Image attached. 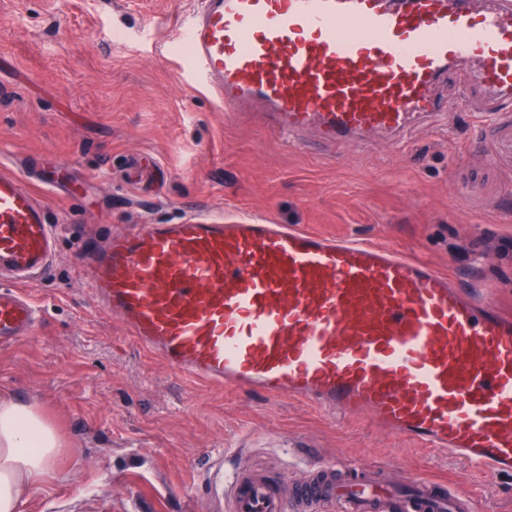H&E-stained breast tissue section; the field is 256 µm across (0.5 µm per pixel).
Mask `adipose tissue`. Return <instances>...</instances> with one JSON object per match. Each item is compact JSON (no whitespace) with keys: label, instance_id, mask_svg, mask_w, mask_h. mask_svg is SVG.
<instances>
[{"label":"adipose tissue","instance_id":"adipose-tissue-1","mask_svg":"<svg viewBox=\"0 0 512 512\" xmlns=\"http://www.w3.org/2000/svg\"><path fill=\"white\" fill-rule=\"evenodd\" d=\"M61 451L55 427L37 409L0 403V512H19Z\"/></svg>","mask_w":512,"mask_h":512}]
</instances>
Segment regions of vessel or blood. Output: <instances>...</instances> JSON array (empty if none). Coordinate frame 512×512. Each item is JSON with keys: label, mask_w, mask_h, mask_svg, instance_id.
Returning a JSON list of instances; mask_svg holds the SVG:
<instances>
[{"label": "vessel or blood", "mask_w": 512, "mask_h": 512, "mask_svg": "<svg viewBox=\"0 0 512 512\" xmlns=\"http://www.w3.org/2000/svg\"><path fill=\"white\" fill-rule=\"evenodd\" d=\"M176 42L234 111L264 109L289 142L401 133L441 111L452 68L512 106V0H196ZM53 227L23 174L0 164V346L33 336L28 292L51 265ZM105 311L190 379L366 416L473 468L512 475V313L431 263L379 244L278 224L191 217L139 224L89 252ZM274 464L221 477L218 512H473L420 479L400 496L335 463L305 482Z\"/></svg>", "instance_id": "1"}]
</instances>
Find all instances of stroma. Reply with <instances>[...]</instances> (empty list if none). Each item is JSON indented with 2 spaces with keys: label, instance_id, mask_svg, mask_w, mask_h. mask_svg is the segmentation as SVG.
Returning <instances> with one entry per match:
<instances>
[{
  "label": "stroma",
  "instance_id": "1",
  "mask_svg": "<svg viewBox=\"0 0 512 512\" xmlns=\"http://www.w3.org/2000/svg\"><path fill=\"white\" fill-rule=\"evenodd\" d=\"M192 0H0V153L33 174L51 159L77 197L40 191L52 266L31 287L34 337L0 347V400L34 406L63 451L21 512H213L210 472L282 454L289 482L325 459L427 477L512 512V476L475 474L368 417L193 383L98 307L81 270L90 241L193 215L262 216L383 244L483 289L512 311V116L450 69L434 86L461 106L366 146L288 149L259 121L224 117L190 82L171 24Z\"/></svg>",
  "mask_w": 512,
  "mask_h": 512
}]
</instances>
